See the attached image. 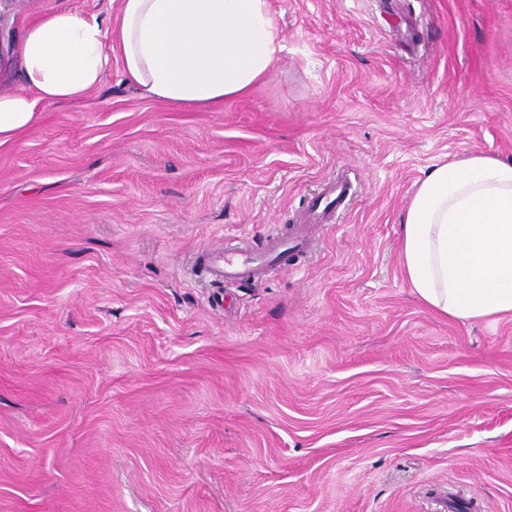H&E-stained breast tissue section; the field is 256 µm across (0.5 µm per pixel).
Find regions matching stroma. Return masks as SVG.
<instances>
[{
  "label": "stroma",
  "mask_w": 512,
  "mask_h": 512,
  "mask_svg": "<svg viewBox=\"0 0 512 512\" xmlns=\"http://www.w3.org/2000/svg\"><path fill=\"white\" fill-rule=\"evenodd\" d=\"M268 80L210 110L126 82L0 148V512H512V315L462 323L402 273L399 224L437 161L512 162V0H267ZM0 13V93L33 20ZM312 251L211 283L205 249ZM351 184L346 180H330L323 184L320 192L307 205L300 224L287 239L274 238L270 241L268 251L280 255L306 251L314 240L317 228L328 224L332 214L350 195Z\"/></svg>",
  "instance_id": "obj_1"
}]
</instances>
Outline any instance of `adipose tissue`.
Wrapping results in <instances>:
<instances>
[{
	"instance_id": "adipose-tissue-1",
	"label": "adipose tissue",
	"mask_w": 512,
	"mask_h": 512,
	"mask_svg": "<svg viewBox=\"0 0 512 512\" xmlns=\"http://www.w3.org/2000/svg\"><path fill=\"white\" fill-rule=\"evenodd\" d=\"M111 41L143 96L199 109L247 95L283 49L267 0H122L107 27L94 15L53 13L25 33L21 88L0 95V147L40 119L41 105L96 88ZM399 250L406 281L443 316L512 314V163L482 152L435 163L401 217Z\"/></svg>"
}]
</instances>
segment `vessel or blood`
<instances>
[{
    "label": "vessel or blood",
    "instance_id": "b4317fda",
    "mask_svg": "<svg viewBox=\"0 0 512 512\" xmlns=\"http://www.w3.org/2000/svg\"><path fill=\"white\" fill-rule=\"evenodd\" d=\"M351 185L345 180H330L323 184L320 192L307 205L300 223L288 238H275L268 250L273 254L306 251L318 225L329 223L332 214L346 200ZM264 263L263 256L247 250L214 249L203 253L197 266L201 272L216 280L247 279L254 276Z\"/></svg>",
    "mask_w": 512,
    "mask_h": 512
}]
</instances>
